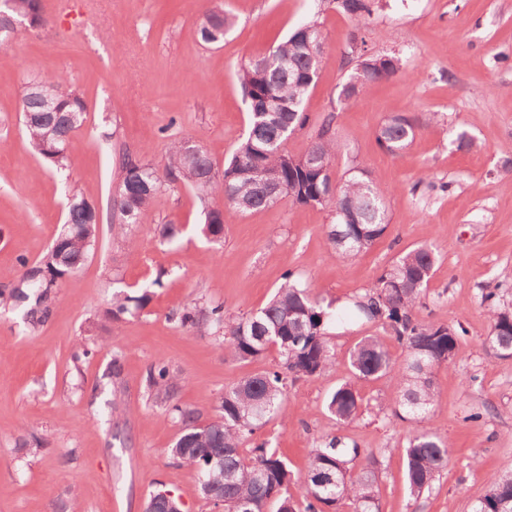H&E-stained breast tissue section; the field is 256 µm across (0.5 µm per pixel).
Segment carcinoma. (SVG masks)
<instances>
[{
	"label": "carcinoma",
	"instance_id": "cac0c4a2",
	"mask_svg": "<svg viewBox=\"0 0 512 512\" xmlns=\"http://www.w3.org/2000/svg\"><path fill=\"white\" fill-rule=\"evenodd\" d=\"M10 14L33 28L44 24L41 0H11ZM336 7L361 23L370 17L376 0H337ZM234 19L224 8L204 13L198 34L206 44L224 38ZM324 39L319 26L306 23L262 57L240 68L245 95L256 110L250 112L249 130L224 170L216 169L205 152H193L186 143L170 147L163 172L122 154L118 183L111 200L115 229L137 222L139 214L168 183H186L204 196L220 197L224 205L241 213L268 208L286 198L304 206L335 205L336 220L329 225L328 240L343 258H353L368 249L384 233L387 211L370 173L360 167L341 186L333 181V162L341 152L333 126L327 117L305 153L292 155L286 149L290 136L305 126L308 116L304 101L315 83L319 57L312 47ZM355 75L362 78L357 91L350 84L342 90L344 99L360 95L368 86L396 75L400 60L362 49L356 56ZM60 91L58 111L42 108L38 87L25 88L20 112L33 152L57 170L67 167V147L73 133L85 119L83 97L65 86V78L48 75L41 79ZM435 115L420 119L405 115L389 117L379 128L377 141L388 153L398 154L415 139L424 124ZM64 230L35 271L26 272L9 294L0 292V308L17 304L26 309L34 325L45 322L53 303L52 288L58 279L77 272L96 242L101 216L75 189L69 190ZM203 233L214 239L224 235V210L211 208L205 214ZM437 258L428 247L411 250L384 270L373 287L355 296L349 308L357 318L390 332L405 351L404 366L397 370L392 356L378 336L362 339L350 353L355 378L367 380L394 375L395 403L415 420H424L437 403L435 372L453 359L461 326L420 323L414 310L426 296V287ZM151 294L116 292L112 296V319L145 310ZM488 304L492 332L487 342L498 355L512 352V305H503L493 293L482 296ZM332 304L324 303L310 284L292 273L285 275L270 302L263 308L235 317L224 315V305H186L173 313L184 328L223 331L225 348L235 360L260 357L270 348L278 350L276 367L224 389L219 418L205 429L198 427L196 411L173 406L184 429L168 453L177 462L199 470L204 498L223 499L224 512H330L340 501L352 502L355 512H379L377 501L380 461L374 454L354 446L341 448L328 439L313 449L304 477L302 510L297 511L288 495L293 480L288 463L262 443L243 455L240 445L283 407L288 388L299 379L319 375L335 365L330 323ZM150 383L156 398L167 401L176 386L167 365L153 366ZM359 409V397L352 384L345 383L331 394L328 410L338 422L352 420ZM406 483L411 495L420 498L448 466L446 439L422 428L405 448ZM490 494L480 498L473 512H512V475L494 476ZM174 498L150 495L145 512H179Z\"/></svg>",
	"mask_w": 512,
	"mask_h": 512
}]
</instances>
